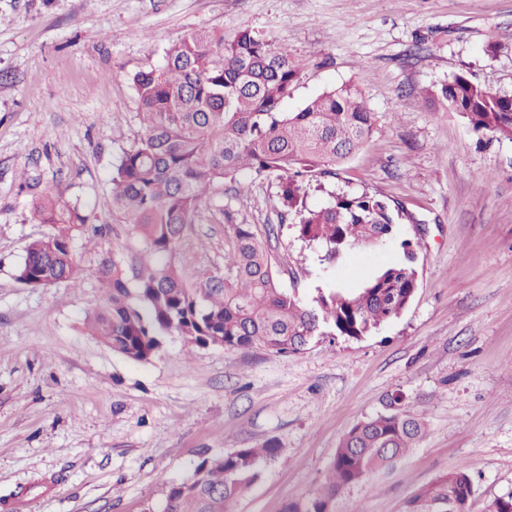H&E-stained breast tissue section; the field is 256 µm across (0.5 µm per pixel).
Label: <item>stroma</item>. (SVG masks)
Instances as JSON below:
<instances>
[{"mask_svg":"<svg viewBox=\"0 0 512 512\" xmlns=\"http://www.w3.org/2000/svg\"><path fill=\"white\" fill-rule=\"evenodd\" d=\"M302 66L285 109L357 85L376 130L324 190L368 191L405 211L392 239L332 266L280 225L277 180L216 186L179 250L184 279L224 272L228 222L265 232L283 287L358 288L419 244V286L371 335L317 338L288 356L171 336L147 362L85 321L103 303V259L142 244L112 221L111 179L140 128L135 73L202 29H242ZM466 75L512 94V0H0V512H146L197 463L275 442L232 512H284L317 495L345 433L392 397L427 433L389 471L346 486L336 512H401L420 487L470 465L472 512L512 493V142L482 144L434 94ZM91 217L74 241L77 283L18 280L50 232L48 192Z\"/></svg>","mask_w":512,"mask_h":512,"instance_id":"35a3bbf8","label":"stroma"}]
</instances>
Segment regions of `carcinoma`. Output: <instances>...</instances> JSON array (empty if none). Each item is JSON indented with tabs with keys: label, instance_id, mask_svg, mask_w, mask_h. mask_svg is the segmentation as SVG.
I'll return each mask as SVG.
<instances>
[{
	"label": "carcinoma",
	"instance_id": "cac0c4a2",
	"mask_svg": "<svg viewBox=\"0 0 512 512\" xmlns=\"http://www.w3.org/2000/svg\"><path fill=\"white\" fill-rule=\"evenodd\" d=\"M302 67L288 49L244 29L227 40L215 30L191 34L165 51L158 66L137 72L133 84L141 114L134 145L112 175V223L131 224L143 245L138 270L115 259L101 264L104 303L87 317L113 352L149 361L168 336L197 347L260 348L299 354L319 336L358 339L398 317L418 288L419 243H401L403 255L364 285H330L309 298L284 288L266 243L252 224H229L224 276L191 286L180 271L177 245L212 188L229 180L245 189L256 179L281 185L284 211L297 237L333 263L348 249L383 244L400 223L399 203L361 192L332 193L318 208L306 205L303 183L336 176L376 128L360 89L341 85L284 110ZM443 111L466 119L476 133L512 140V95L464 76L441 84ZM34 219L55 231L26 247L18 279L32 288L74 282L76 235L89 217L60 196L46 195ZM394 397L386 412L353 425L336 453L321 493L285 512H333L339 491L392 466L425 435L422 419ZM277 446L237 448L204 458L187 480L171 486L147 512H231V504L260 477ZM473 484L466 467L409 496L403 512H471ZM483 512H512V494L485 502Z\"/></svg>",
	"mask_w": 512,
	"mask_h": 512
}]
</instances>
